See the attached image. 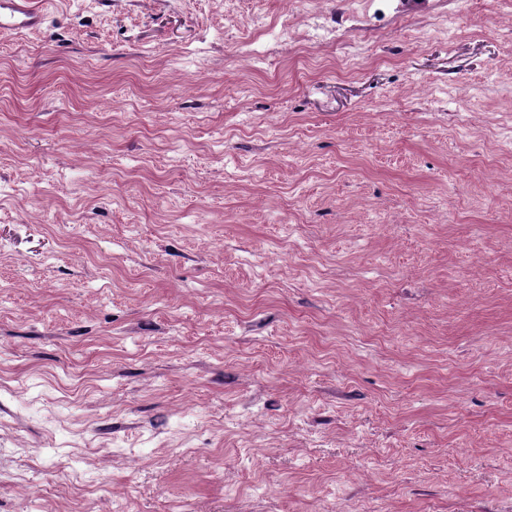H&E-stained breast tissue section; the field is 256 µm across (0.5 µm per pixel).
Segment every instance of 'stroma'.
Masks as SVG:
<instances>
[{"label":"stroma","instance_id":"obj_1","mask_svg":"<svg viewBox=\"0 0 512 512\" xmlns=\"http://www.w3.org/2000/svg\"><path fill=\"white\" fill-rule=\"evenodd\" d=\"M0 32V512H512L502 0H44ZM362 13L336 46L254 39Z\"/></svg>","mask_w":512,"mask_h":512}]
</instances>
